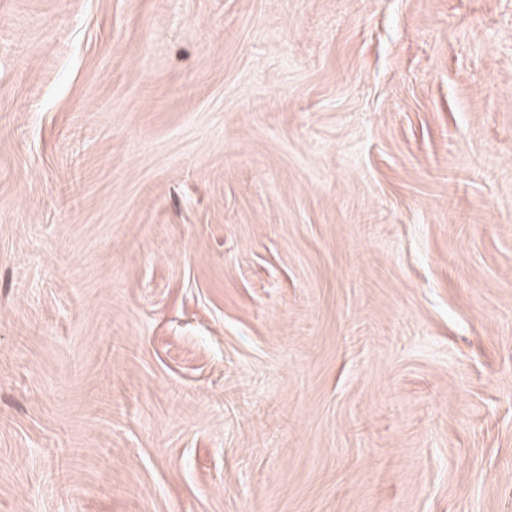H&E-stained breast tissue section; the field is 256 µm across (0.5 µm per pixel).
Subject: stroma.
<instances>
[{
	"label": "stroma",
	"instance_id": "1",
	"mask_svg": "<svg viewBox=\"0 0 512 512\" xmlns=\"http://www.w3.org/2000/svg\"><path fill=\"white\" fill-rule=\"evenodd\" d=\"M0 512H512V0H0Z\"/></svg>",
	"mask_w": 512,
	"mask_h": 512
}]
</instances>
